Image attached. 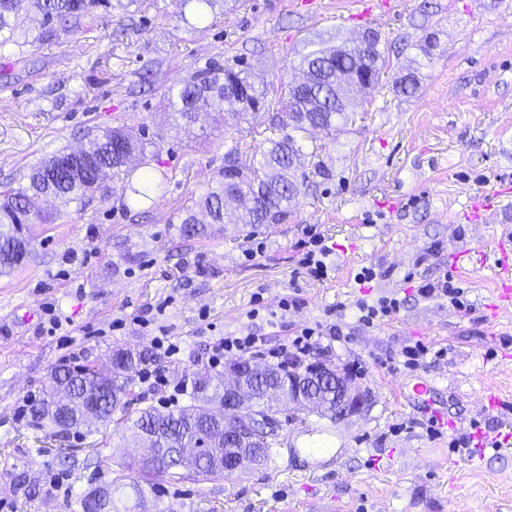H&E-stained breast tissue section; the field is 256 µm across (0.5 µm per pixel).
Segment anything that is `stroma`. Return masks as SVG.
<instances>
[{
  "instance_id": "obj_1",
  "label": "stroma",
  "mask_w": 512,
  "mask_h": 512,
  "mask_svg": "<svg viewBox=\"0 0 512 512\" xmlns=\"http://www.w3.org/2000/svg\"><path fill=\"white\" fill-rule=\"evenodd\" d=\"M390 2L224 0L200 25L194 0H138L28 41L0 63V182L118 125L152 138L165 176L139 215L123 209L118 181L82 208L43 202L47 221L34 225L27 258L0 273V512H73L91 488L130 480L124 464L138 450L121 431L89 466H63L56 452L88 439L35 440L20 408L42 395L56 366L169 337L179 351L163 356L160 384L135 382L142 405L161 409L174 387L189 388L216 338L264 336L267 363L316 325L336 328L318 351L369 391V406L339 422L288 410L265 468L162 483L147 492V512H512V448L467 462L471 429L512 422V307L490 316L491 272L454 259L460 245L492 251L502 226L512 227V203L484 222L462 213L468 196L512 183V0ZM369 28L385 50L381 86L356 95L340 131L297 133L316 168L286 221L251 227L230 207L224 223L184 240L179 213L206 192L231 146L243 165L256 163L301 59ZM429 35L439 41L430 57L421 50ZM240 60L267 89L268 107L238 118L204 113L190 132L178 125L170 100L181 84L212 62ZM410 73L416 93L395 96L394 82ZM315 234L331 250L322 281L299 264ZM257 242L262 252L245 257ZM364 267L376 277L362 286ZM446 274L467 283L468 310L415 295ZM385 295L404 298L400 311L379 327L360 325L357 302ZM48 307L61 329L44 327ZM138 314L148 327L113 330V320ZM418 342L428 353L404 369L403 350ZM418 375L433 379L434 406L451 429L405 400ZM485 387L500 391L502 412L481 411Z\"/></svg>"
}]
</instances>
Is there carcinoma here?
<instances>
[{
    "mask_svg": "<svg viewBox=\"0 0 512 512\" xmlns=\"http://www.w3.org/2000/svg\"><path fill=\"white\" fill-rule=\"evenodd\" d=\"M22 0H0V58L9 59L15 55L14 48L21 46L20 39L27 34L17 31L12 17L18 11ZM33 8L38 31L36 39L47 40L56 29L71 28L82 18L89 17L99 9L112 7V0H27ZM347 68H364L372 72L371 86L379 85L386 58L382 49L363 59L351 54L336 59L329 49L315 51L300 63L303 72H310L314 80L310 88L301 91L289 85L285 112L281 119L272 124L270 131L281 136L267 137L264 144L256 148L260 160L250 167L237 164L238 148L232 147L224 153V169L194 204L186 207L181 214L180 233L186 240L199 234L202 213L212 224L224 223V205L228 198L242 202L239 223L281 224L288 217L293 200L306 188L305 170L311 165L308 154L298 145L295 132L312 127L322 130H336L338 122L349 120L350 105L338 97L332 75L336 65ZM266 91L256 90L245 68L235 69L215 63L197 74L182 86L172 101L173 111L182 120L195 122L196 112L211 108L226 114L254 111L265 105ZM124 133L115 127L89 143L93 152L83 160L91 171L81 169L72 174L62 166L77 159L75 153L64 149L54 155V164L45 163L31 169L28 184L14 188L0 185V272L6 273L22 264L18 259V242L26 240L30 224L40 218L37 202L42 197H53L63 205L74 203L84 207L96 192L108 188V184L119 176H131L132 170L126 163L112 156V139ZM131 151L139 156L141 174L136 182H127L130 191L127 200L134 204L149 200L161 192L164 181L156 175L155 154L147 150V143L134 140ZM113 355L123 360V367L107 372L95 364L88 363L80 369L66 366L55 371L53 381L70 387L71 429L89 436L100 432V428L115 423L122 432L136 439L144 433L153 435V456L145 461L133 462L129 467L137 479L126 484L134 496L131 506L118 507L114 490H108V512H133L144 498L143 485H160L168 480H185L199 477H222L224 467L213 465L205 451L210 444L224 437V372L203 366L194 372L192 389L188 402L174 410H159L153 406L131 409L135 401L132 393L133 376L149 362L146 354L136 348L119 347ZM277 385L288 392V373L281 364L265 365V372L254 376L251 402L248 411L261 416L267 412L276 414L282 407H272L266 400L270 386ZM99 397L97 422L88 423L82 415V407L91 395ZM29 424L54 434H67L69 430L60 427L57 420L56 401L53 388L43 392L42 397L28 405ZM278 433L259 434L253 447L260 449L261 463L267 465L272 449L278 444ZM183 448H197L200 458L192 469L182 468L174 459V453Z\"/></svg>",
    "mask_w": 512,
    "mask_h": 512,
    "instance_id": "carcinoma-1",
    "label": "carcinoma"
}]
</instances>
